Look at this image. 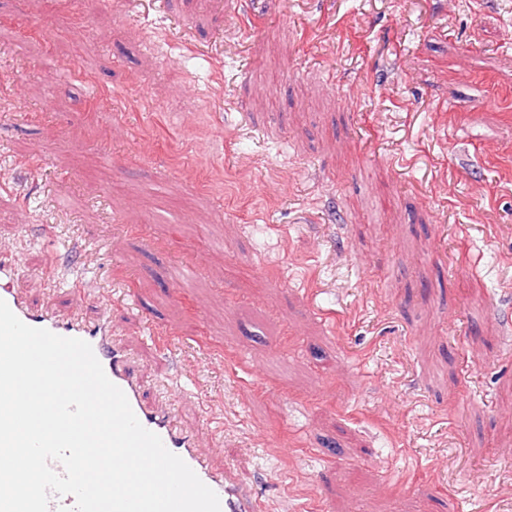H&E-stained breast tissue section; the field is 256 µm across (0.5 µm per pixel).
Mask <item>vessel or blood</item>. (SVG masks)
Segmentation results:
<instances>
[{"mask_svg": "<svg viewBox=\"0 0 512 512\" xmlns=\"http://www.w3.org/2000/svg\"><path fill=\"white\" fill-rule=\"evenodd\" d=\"M21 261L22 252L19 248L12 245L0 248V299L8 304L12 312L28 326L88 342L109 380L127 396L140 423L159 435L165 447L180 456L200 480L216 492L221 512H268L267 505L259 500L253 489L239 478L231 466H216L199 452L194 434L179 424L174 412L147 405L135 361L112 337L109 302L99 301L100 315L85 318L82 307L92 289L90 285L79 283L71 293L76 310L69 317L61 318L47 310H32L15 280V270Z\"/></svg>", "mask_w": 512, "mask_h": 512, "instance_id": "b4317fda", "label": "vessel or blood"}]
</instances>
